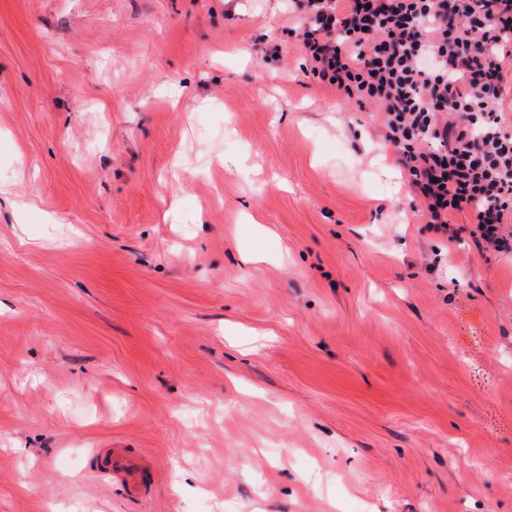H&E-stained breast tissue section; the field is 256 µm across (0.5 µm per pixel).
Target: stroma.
Wrapping results in <instances>:
<instances>
[{
	"label": "stroma",
	"instance_id": "1",
	"mask_svg": "<svg viewBox=\"0 0 512 512\" xmlns=\"http://www.w3.org/2000/svg\"><path fill=\"white\" fill-rule=\"evenodd\" d=\"M302 64L282 0H0V512H512V254ZM109 470L114 475L130 482L133 489L141 487L143 481V469L138 462L127 456L120 448H115L109 460Z\"/></svg>",
	"mask_w": 512,
	"mask_h": 512
}]
</instances>
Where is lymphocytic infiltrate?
<instances>
[{"label": "lymphocytic infiltrate", "instance_id": "f902f5d3", "mask_svg": "<svg viewBox=\"0 0 512 512\" xmlns=\"http://www.w3.org/2000/svg\"><path fill=\"white\" fill-rule=\"evenodd\" d=\"M308 75L382 117L425 223L470 212L485 252H512V121L500 110L512 0H289Z\"/></svg>", "mask_w": 512, "mask_h": 512}]
</instances>
